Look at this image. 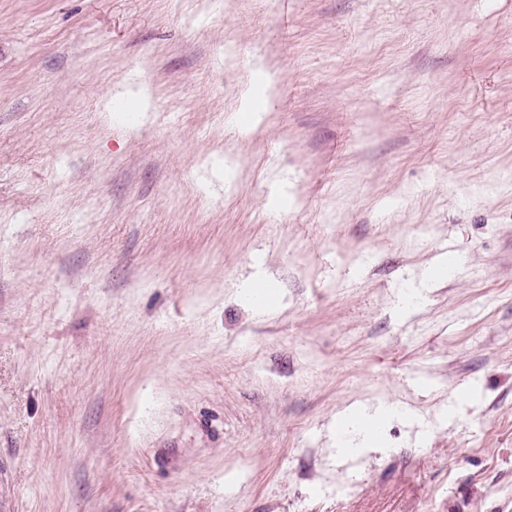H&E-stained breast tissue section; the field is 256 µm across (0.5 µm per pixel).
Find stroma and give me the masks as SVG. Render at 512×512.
Segmentation results:
<instances>
[{"label": "stroma", "instance_id": "obj_1", "mask_svg": "<svg viewBox=\"0 0 512 512\" xmlns=\"http://www.w3.org/2000/svg\"><path fill=\"white\" fill-rule=\"evenodd\" d=\"M0 512H512V0H0ZM459 264L460 261L457 260L455 266L448 270V263L442 260L423 268L418 276V285L410 284L399 293V305L403 308L408 307L412 299L419 298L426 288L446 279L458 268ZM268 288H271V280L265 273H255L249 277L242 286L245 297L250 301L252 308L258 315H266L272 312L281 303V296L277 293L274 298L264 306L254 305L250 298L263 294ZM407 411L395 403L381 402L374 408L356 406L343 412L336 419V451L351 448L355 455H365L382 450V431L389 421L402 420Z\"/></svg>", "mask_w": 512, "mask_h": 512}]
</instances>
